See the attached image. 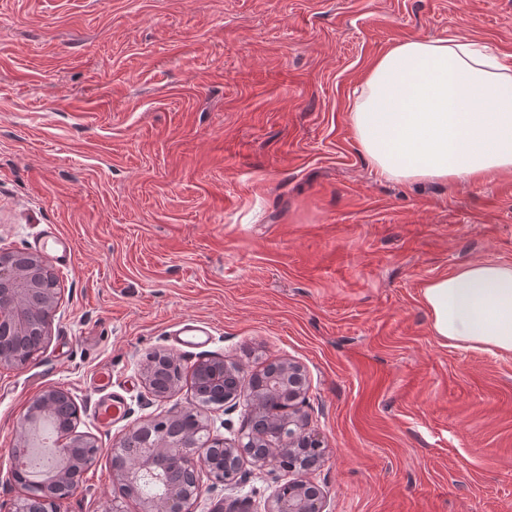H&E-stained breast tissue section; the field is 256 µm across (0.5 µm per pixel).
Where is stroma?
<instances>
[{
  "label": "stroma",
  "instance_id": "35a3bbf8",
  "mask_svg": "<svg viewBox=\"0 0 512 512\" xmlns=\"http://www.w3.org/2000/svg\"><path fill=\"white\" fill-rule=\"evenodd\" d=\"M456 37L511 65L512 0H0V252L72 248L49 260L45 348L0 368V504L23 493L20 418L60 386L103 448L61 512H138L108 447L193 406L219 357L304 368L329 512H512V352L434 336L422 301L461 265L512 264V171L392 181L349 119L390 45ZM188 318L207 344L175 342ZM156 351L183 373L162 400L139 375Z\"/></svg>",
  "mask_w": 512,
  "mask_h": 512
}]
</instances>
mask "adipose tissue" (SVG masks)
<instances>
[{
    "instance_id": "ef3b65f1",
    "label": "adipose tissue",
    "mask_w": 512,
    "mask_h": 512,
    "mask_svg": "<svg viewBox=\"0 0 512 512\" xmlns=\"http://www.w3.org/2000/svg\"><path fill=\"white\" fill-rule=\"evenodd\" d=\"M350 122L386 178L473 180L512 170V66L472 38L407 40L371 64ZM435 336L512 352V264L473 262L428 281Z\"/></svg>"
}]
</instances>
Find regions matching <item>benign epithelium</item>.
I'll use <instances>...</instances> for the list:
<instances>
[{"instance_id":"benign-epithelium-1","label":"benign epithelium","mask_w":512,"mask_h":512,"mask_svg":"<svg viewBox=\"0 0 512 512\" xmlns=\"http://www.w3.org/2000/svg\"><path fill=\"white\" fill-rule=\"evenodd\" d=\"M38 273H53L47 258L37 253L0 252V367L26 363L22 353L35 355L49 335L52 317L59 308L57 288H39ZM174 361L172 355L154 352L140 367L145 390L155 398H166L179 381H165L161 369ZM204 402L224 405L228 411L246 401V423L237 438L213 434L211 424L197 413L193 426L180 429L182 412L168 414L171 433L160 430L157 421L129 429L113 448L112 471L122 493L138 502L139 512H189L190 505L209 488L238 484L245 463L263 470L276 466L295 478L288 480L295 494L268 499L264 512H326V496L308 474L324 465L327 448L311 431L302 412L307 380L302 367L291 361L277 364L273 378L288 381V419L280 423V440L269 441V424L262 420L260 389L246 381L240 369L222 359L203 358L198 364ZM51 413L69 419L66 428L55 427L65 439L58 448L59 464L45 483L25 477L16 466L10 475L25 493L14 501L9 512H60L59 501L74 495L85 468L103 452L98 441L76 431L78 409L72 396L62 388L51 387L29 405L20 422V439L11 456L20 449L32 452L39 447L33 429Z\"/></svg>"}]
</instances>
